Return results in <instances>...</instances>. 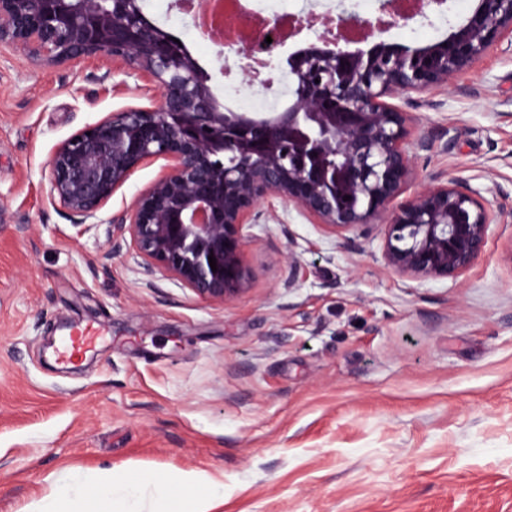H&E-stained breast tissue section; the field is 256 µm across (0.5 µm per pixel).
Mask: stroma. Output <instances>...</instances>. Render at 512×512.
<instances>
[{"instance_id": "1", "label": "stroma", "mask_w": 512, "mask_h": 512, "mask_svg": "<svg viewBox=\"0 0 512 512\" xmlns=\"http://www.w3.org/2000/svg\"><path fill=\"white\" fill-rule=\"evenodd\" d=\"M152 0L206 70L217 48ZM156 87L101 60L0 47V512L67 470L201 471L211 512H512V51L407 112L410 199L458 179L504 221L454 278L386 265L384 226L332 233L298 208L244 229L249 282L198 298L113 224L50 196L57 146ZM296 266H289V257ZM70 365L47 342L86 326Z\"/></svg>"}]
</instances>
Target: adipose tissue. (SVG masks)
I'll list each match as a JSON object with an SVG mask.
<instances>
[{
    "mask_svg": "<svg viewBox=\"0 0 512 512\" xmlns=\"http://www.w3.org/2000/svg\"><path fill=\"white\" fill-rule=\"evenodd\" d=\"M153 487L158 512H209L218 488L208 475L141 471L135 475L105 471L91 477L73 472L57 480L53 493L33 512H130L129 501L142 486Z\"/></svg>",
    "mask_w": 512,
    "mask_h": 512,
    "instance_id": "ef3b65f1",
    "label": "adipose tissue"
}]
</instances>
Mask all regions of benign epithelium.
<instances>
[{"instance_id":"1","label":"benign epithelium","mask_w":512,"mask_h":512,"mask_svg":"<svg viewBox=\"0 0 512 512\" xmlns=\"http://www.w3.org/2000/svg\"><path fill=\"white\" fill-rule=\"evenodd\" d=\"M319 42L288 57L286 109L226 112L212 76L146 15L142 0H0V45L48 63L107 55L160 91L158 107L113 112L55 150L51 198L76 225L119 226L144 260L209 301L244 291V226L270 198L335 233L380 218L392 271L459 275L484 252L502 214L456 180L393 205L412 156L408 115L385 98L449 88L488 52L511 50L512 0H477L446 38L422 47L379 40L350 50L325 35ZM280 43L277 28L262 25L237 53L273 56ZM159 160L168 171L101 219L133 174Z\"/></svg>"}]
</instances>
